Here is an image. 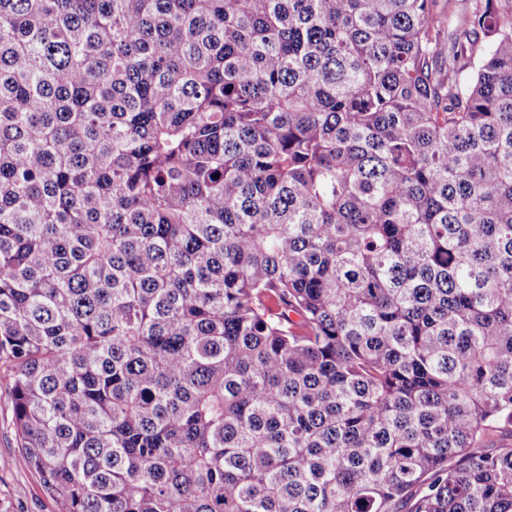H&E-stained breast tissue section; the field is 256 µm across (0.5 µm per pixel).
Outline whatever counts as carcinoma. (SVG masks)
Segmentation results:
<instances>
[{"instance_id": "1", "label": "carcinoma", "mask_w": 512, "mask_h": 512, "mask_svg": "<svg viewBox=\"0 0 512 512\" xmlns=\"http://www.w3.org/2000/svg\"><path fill=\"white\" fill-rule=\"evenodd\" d=\"M0 0V360L66 512H512V0Z\"/></svg>"}]
</instances>
